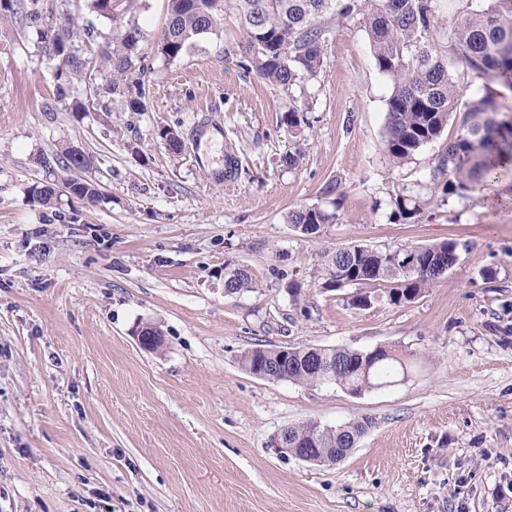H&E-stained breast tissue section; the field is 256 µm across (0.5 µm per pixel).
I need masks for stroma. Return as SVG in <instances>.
Returning a JSON list of instances; mask_svg holds the SVG:
<instances>
[{
  "label": "stroma",
  "mask_w": 512,
  "mask_h": 512,
  "mask_svg": "<svg viewBox=\"0 0 512 512\" xmlns=\"http://www.w3.org/2000/svg\"><path fill=\"white\" fill-rule=\"evenodd\" d=\"M132 13L148 35L146 109L82 118L56 102L34 38L0 22V512H512V172L487 195L437 193L418 221L394 220L390 190L422 180L463 115L393 165L392 83L360 17L337 19L317 78L285 90L225 56L242 39L232 7L220 35L172 62L154 47L167 0ZM303 103L305 123L287 129L283 114ZM206 117L239 160L230 182L192 159ZM72 146L93 155L105 201L33 202L37 156ZM332 181L336 220L296 231L289 211L328 206ZM446 240L456 265L399 307L382 286L371 307L348 305L321 260ZM237 266L257 288L225 295ZM148 325L163 335L154 351L137 341ZM258 345L381 346L408 359V376L358 396L270 381L239 362ZM364 416L333 464L272 445L305 420Z\"/></svg>",
  "instance_id": "35a3bbf8"
}]
</instances>
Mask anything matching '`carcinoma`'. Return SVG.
I'll list each match as a JSON object with an SVG mask.
<instances>
[{"mask_svg": "<svg viewBox=\"0 0 512 512\" xmlns=\"http://www.w3.org/2000/svg\"><path fill=\"white\" fill-rule=\"evenodd\" d=\"M441 0H234L244 42L237 45L239 66L283 89L301 86L317 77L327 52V35L336 18L359 16L367 32L375 66L392 81L387 100V127L383 150L396 166L411 160L439 138L455 112L464 118L455 137L437 155L426 182L445 195H464L491 185L496 171L487 159L506 158L512 164V121H499L497 113L512 111L500 101L493 85L512 91V0H491L476 5L447 27L440 18ZM224 0H168L157 53L173 62L195 39L215 34L220 28ZM92 13L114 24V34L97 42L95 28L79 25ZM18 21L36 35L44 56L57 61L55 98L76 115L89 112L87 103L120 98L133 112L146 109L148 70L142 45L147 34L135 20L122 18L114 0H0V20ZM459 65L482 84L461 86L452 65ZM99 67L102 79L93 92H85L89 70ZM37 162L48 179L29 189L45 206L58 200L55 175L49 158ZM93 160L82 150H64V170H88ZM71 196L100 203L105 195L99 184L79 176L69 182ZM422 183L396 186L389 193L391 215L396 220H414L427 199ZM336 212L319 206H304L288 213V223L315 235L333 222ZM415 254L425 273L406 270L407 252ZM334 287H356L347 297L350 305L374 301L372 286L389 285L387 302L400 306L412 302L438 280L433 269L453 266L458 244L444 241L406 246L396 251L356 244L323 255ZM224 286L231 294L254 288L244 268L224 272ZM381 348L373 355L348 348L296 347L282 358L279 349L255 347L240 356L241 366L254 375L269 370L270 380L306 385H336L352 393L371 390L404 375L408 363ZM371 424L369 418L336 427L315 421L288 427L290 448H306L323 459H341L355 447Z\"/></svg>", "mask_w": 512, "mask_h": 512, "instance_id": "cac0c4a2", "label": "carcinoma"}]
</instances>
